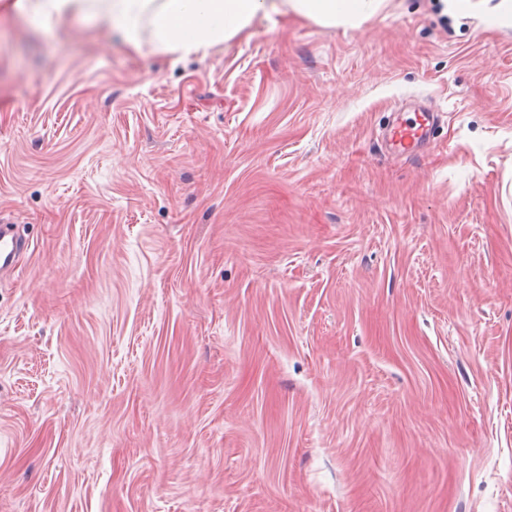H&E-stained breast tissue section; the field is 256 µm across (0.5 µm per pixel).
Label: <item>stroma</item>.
Instances as JSON below:
<instances>
[{
	"instance_id": "35a3bbf8",
	"label": "stroma",
	"mask_w": 512,
	"mask_h": 512,
	"mask_svg": "<svg viewBox=\"0 0 512 512\" xmlns=\"http://www.w3.org/2000/svg\"><path fill=\"white\" fill-rule=\"evenodd\" d=\"M0 219V512H512V26L182 57L0 0ZM415 118L398 117L387 129L386 139L400 154L418 152L434 140L438 115L430 111H414ZM18 249L14 233L7 224L0 225V271L11 265Z\"/></svg>"
}]
</instances>
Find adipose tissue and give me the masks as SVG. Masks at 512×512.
Returning <instances> with one entry per match:
<instances>
[{"instance_id": "obj_1", "label": "adipose tissue", "mask_w": 512, "mask_h": 512, "mask_svg": "<svg viewBox=\"0 0 512 512\" xmlns=\"http://www.w3.org/2000/svg\"><path fill=\"white\" fill-rule=\"evenodd\" d=\"M382 0H13L11 9L33 27L64 18L94 21L138 47L150 28L158 48L185 55L207 51L246 28L260 15L293 13L327 26H359ZM454 17L481 13L484 22H512V0H442Z\"/></svg>"}]
</instances>
